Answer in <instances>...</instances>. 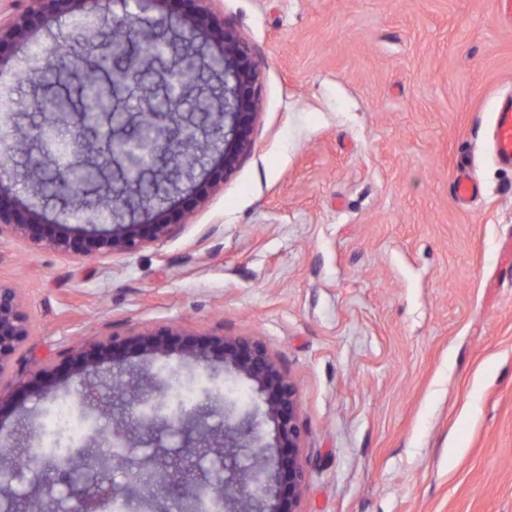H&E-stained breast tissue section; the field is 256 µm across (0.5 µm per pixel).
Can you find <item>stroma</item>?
I'll return each mask as SVG.
<instances>
[{"label":"stroma","mask_w":512,"mask_h":512,"mask_svg":"<svg viewBox=\"0 0 512 512\" xmlns=\"http://www.w3.org/2000/svg\"><path fill=\"white\" fill-rule=\"evenodd\" d=\"M262 69L253 145L206 206L175 235L124 257L82 259L5 233L0 283L19 288L32 331L0 395V431L25 457L52 403H73L88 429L126 421L129 464L95 441L116 490L161 441L179 468L228 477L254 451L216 455L139 425L133 389L192 387L212 434L224 411L254 408L220 359L200 365L182 336L261 342L299 390L305 477L299 512H512V168L491 150L499 99L512 95V27L495 0H214ZM44 31L0 57V88L31 101L25 69L52 49ZM470 164L483 191L460 208L451 183ZM172 332V348H130L122 366L69 371L33 389L75 342ZM115 412L88 410L86 380ZM12 468L0 502L64 496Z\"/></svg>","instance_id":"obj_1"}]
</instances>
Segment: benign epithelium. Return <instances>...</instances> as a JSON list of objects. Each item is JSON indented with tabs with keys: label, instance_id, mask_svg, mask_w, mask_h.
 Returning <instances> with one entry per match:
<instances>
[{
	"label": "benign epithelium",
	"instance_id": "obj_1",
	"mask_svg": "<svg viewBox=\"0 0 512 512\" xmlns=\"http://www.w3.org/2000/svg\"><path fill=\"white\" fill-rule=\"evenodd\" d=\"M175 2L176 15L170 17L168 29L178 43L196 46L206 77L220 78L215 92L224 109V122L174 128L173 137L187 142L197 131H206L210 148L196 160L200 164L196 175L184 169L180 156L158 149V144L149 146V151L165 158L166 167L175 169V177L190 180L194 203L203 206L251 150L261 92L260 71L251 47L235 28L212 12L210 0ZM107 5L109 0H13L10 9L0 12V46L24 43L35 29L43 28L50 33L67 20L86 18ZM123 6L124 26L128 20L145 15L143 0H125ZM26 144L27 141L8 135L0 137L1 173L7 172L9 162ZM135 182V178L129 180L112 193V201L102 204L110 211L129 214V223L110 232L67 230L49 235L45 231V224L49 223L46 215L11 197L12 188L4 185L0 177V235L7 232L35 245H46L61 254L78 257L128 256L148 244L168 240L175 233V225L163 218L162 204L175 203L177 185L171 184L164 196L156 200L134 193ZM30 333L31 322L21 307L17 289L0 284V375ZM137 344L152 355H163L169 349V339L163 332L144 334ZM180 352L185 358L204 365L209 354L218 356L224 363V371L249 382L256 394L258 403L254 411L244 414L239 422L224 426V447L249 448L262 441L263 421L273 426L274 444L263 446L261 463L255 468L257 493L246 492L237 476L225 480L221 474L214 473L202 482L175 488L173 495L196 505L205 493L218 488L224 491V502L244 500L251 503L252 512H296L304 466L296 451L302 441L303 425L295 384L281 372L264 345L255 340L226 336L188 338L182 342ZM124 353L122 342L114 339L98 346L91 355L81 347L76 349L75 361L78 365H95L101 361L119 365ZM56 475L70 489L68 512H105L112 504V483L99 480L85 490L81 488L82 481L75 478L72 466L57 469Z\"/></svg>",
	"mask_w": 512,
	"mask_h": 512
}]
</instances>
